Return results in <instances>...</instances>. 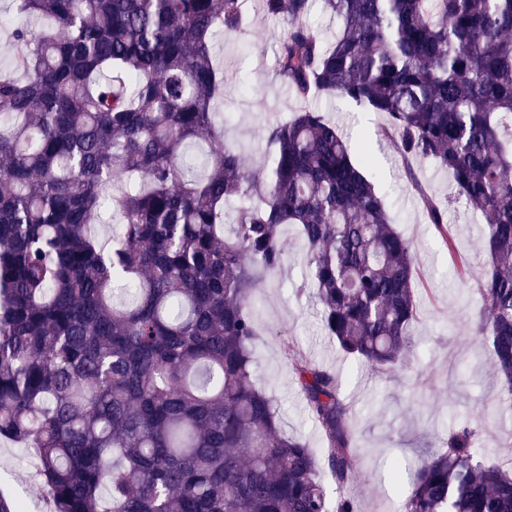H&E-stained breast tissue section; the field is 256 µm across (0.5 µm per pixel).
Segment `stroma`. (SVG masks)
Returning a JSON list of instances; mask_svg holds the SVG:
<instances>
[{"mask_svg": "<svg viewBox=\"0 0 512 512\" xmlns=\"http://www.w3.org/2000/svg\"><path fill=\"white\" fill-rule=\"evenodd\" d=\"M242 9L245 29L225 33L215 44V57L227 76L224 97L216 104L217 122L246 166L258 170L267 158V126L288 119L298 101L276 73L286 24L262 18L260 0H243ZM312 105L336 122L350 142L374 143L375 163L365 173L381 190L393 224L415 245L420 303L405 367L382 371L345 356L321 329L314 291L303 285L306 248L293 227H285L288 258L257 290L253 308L261 330L256 382L274 396L282 431L311 448L320 446L291 361L300 355L338 375L341 394L357 416L358 453L348 490L359 512H396L409 485L392 479L393 466L417 465L440 437L464 424L475 432L482 461L512 471V420L498 424L492 418L499 383L490 350L475 335L482 303L441 248L439 232L411 190L406 169H413L429 194L447 201L448 229L475 272L489 262L480 212L458 196L446 169L430 161L404 163L384 136L383 114L341 97L316 98ZM20 457V449L0 443V493L28 501L30 512H47L48 493L37 480L36 466Z\"/></svg>", "mask_w": 512, "mask_h": 512, "instance_id": "1", "label": "stroma"}]
</instances>
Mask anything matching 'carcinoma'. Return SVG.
Instances as JSON below:
<instances>
[{"label": "carcinoma", "mask_w": 512, "mask_h": 512, "mask_svg": "<svg viewBox=\"0 0 512 512\" xmlns=\"http://www.w3.org/2000/svg\"><path fill=\"white\" fill-rule=\"evenodd\" d=\"M14 2L28 23L0 73V441L33 449L50 512H358L336 374L293 359L319 458L255 382L252 298L284 263L286 225L343 353L395 367L412 346L414 245L315 94L386 114L403 160L448 170L481 213L488 267L459 274L512 414V0H323L328 45L306 23L315 0H261L288 22L277 73L302 106L266 128L258 173L214 112V39L243 28L242 0ZM408 176L454 252L447 204ZM105 204L122 219L109 240ZM478 457L458 427L402 512H512V474Z\"/></svg>", "instance_id": "cac0c4a2"}]
</instances>
